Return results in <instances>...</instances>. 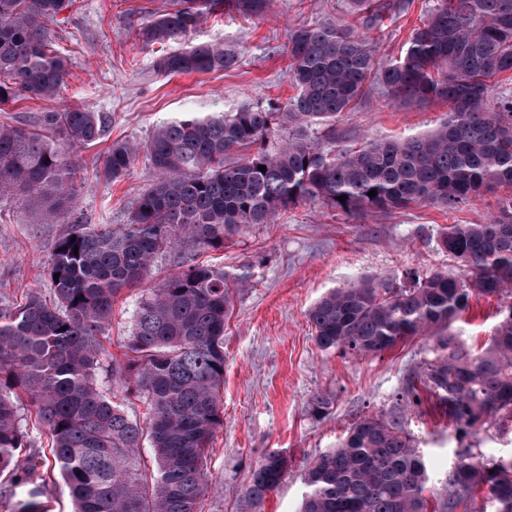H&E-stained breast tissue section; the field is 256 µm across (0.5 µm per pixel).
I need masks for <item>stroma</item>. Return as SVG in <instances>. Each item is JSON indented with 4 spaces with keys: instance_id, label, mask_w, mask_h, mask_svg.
I'll use <instances>...</instances> for the list:
<instances>
[{
    "instance_id": "stroma-1",
    "label": "stroma",
    "mask_w": 512,
    "mask_h": 512,
    "mask_svg": "<svg viewBox=\"0 0 512 512\" xmlns=\"http://www.w3.org/2000/svg\"><path fill=\"white\" fill-rule=\"evenodd\" d=\"M174 0H76L50 24L57 49L69 59L66 84L53 99L23 100L6 116L58 111L86 104L112 115L101 142L79 150L88 163L77 208L90 224H123L138 195L157 173L138 158L129 174L114 180L93 170L94 159L115 142H145L153 128L182 112H232L250 103H286L294 90L286 75L288 29L297 24H353L356 35L376 46L384 62L399 56L411 30L426 18L433 0H408L405 11L386 15L378 29L360 24L353 0H269L263 16L247 19L210 10L190 40L223 42L241 50V66L222 72L164 76L153 65L172 44H148L142 24L172 7ZM448 116L441 102L388 103L372 84L364 98L339 115L326 150L407 137L438 127ZM512 189L499 187L448 210L434 203L368 214H350L320 202L290 207L274 224H254L220 250L199 258L230 275L249 271L246 287L233 289V309L224 329V424L216 431L207 461L209 489L201 512H245L249 471L268 450L284 451L293 469L263 512H299L305 487L301 473L318 454L335 447L360 417L399 406L421 448L430 490L442 493L444 475L462 449L443 408L396 403L404 378L427 357L415 338L377 356L322 350L308 312L326 292L377 276L402 282L406 272L459 273L458 262L440 249L451 224H484L497 215ZM68 214L44 223L23 201L0 202V302L47 289L45 266ZM497 297L472 296L455 327L467 344L483 347L498 322ZM327 397L326 414L314 416L312 401Z\"/></svg>"
}]
</instances>
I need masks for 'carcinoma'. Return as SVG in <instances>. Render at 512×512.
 <instances>
[{
    "label": "carcinoma",
    "mask_w": 512,
    "mask_h": 512,
    "mask_svg": "<svg viewBox=\"0 0 512 512\" xmlns=\"http://www.w3.org/2000/svg\"><path fill=\"white\" fill-rule=\"evenodd\" d=\"M74 3L0 0V107L59 95L68 62L49 24ZM355 4L370 8L369 22L406 8L404 0ZM265 5L209 3L245 18L263 14ZM202 15L194 0H178L141 28L147 44H181L154 61L159 73H210L239 62L232 46L187 42ZM287 54L296 94L285 104L183 112L156 126L144 145L115 143L105 151L103 170L114 179L142 152L158 171L125 224H87L75 215L87 173L75 151L100 142L110 113L73 106L0 121V200L18 197L49 215L72 216L52 247L47 294L0 305V498L11 512H49L48 452L73 512H200L207 452L224 425L219 392L230 284L241 287L250 274L231 277L203 265L197 251L220 249L249 225L274 224L300 202L349 213L420 202L455 208L484 191L512 188V99L489 107L492 80L512 73V0H435L405 50L380 66L373 42L349 28H291ZM373 81L391 101L448 105V119L403 140L326 153L317 131L334 132L336 118ZM242 148L253 154L228 161ZM439 242L462 273L411 272L399 286L365 278L321 297L309 322L322 349L359 356L427 337V364L406 380L399 399H436L460 441L502 438L512 433V197L490 223L450 224ZM167 254L177 271L143 287ZM137 288L142 295L119 362L104 345L105 331L114 302ZM474 293L506 299L480 350L455 329ZM104 369L120 382L121 400L99 382ZM133 398L148 411L144 423ZM146 441L154 471L141 463ZM291 463L273 449L250 468L244 498L256 512ZM303 482L300 512H512V454H458L444 493L428 497L424 454L392 413L360 418L308 464Z\"/></svg>",
    "instance_id": "1"
}]
</instances>
